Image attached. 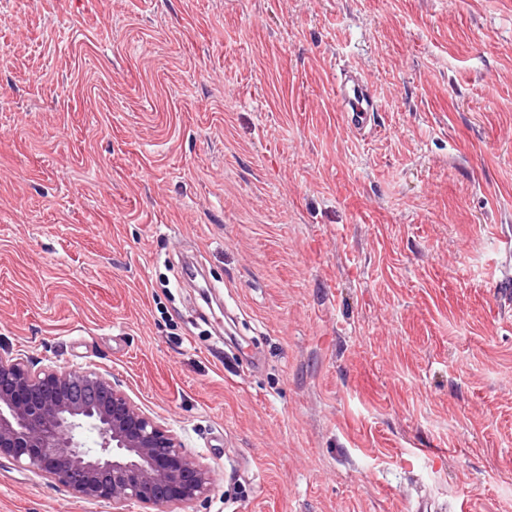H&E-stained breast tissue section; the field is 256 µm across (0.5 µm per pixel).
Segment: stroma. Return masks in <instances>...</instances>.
<instances>
[{
  "mask_svg": "<svg viewBox=\"0 0 512 512\" xmlns=\"http://www.w3.org/2000/svg\"><path fill=\"white\" fill-rule=\"evenodd\" d=\"M505 235L512 0H0V353L120 384L189 512H512ZM0 512L112 506L4 458ZM341 106L347 124L358 131L372 125L373 98L362 81H343L341 84Z\"/></svg>",
  "mask_w": 512,
  "mask_h": 512,
  "instance_id": "1",
  "label": "stroma"
}]
</instances>
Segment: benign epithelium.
<instances>
[{
  "label": "benign epithelium",
  "mask_w": 512,
  "mask_h": 512,
  "mask_svg": "<svg viewBox=\"0 0 512 512\" xmlns=\"http://www.w3.org/2000/svg\"><path fill=\"white\" fill-rule=\"evenodd\" d=\"M89 431L99 447L86 446ZM0 458L79 499L110 501L113 512L132 501L144 512L188 509L213 487L211 471L177 435L107 377L2 353Z\"/></svg>",
  "instance_id": "1"
}]
</instances>
